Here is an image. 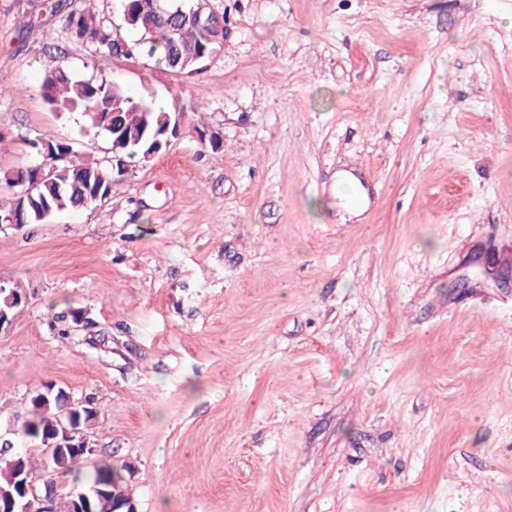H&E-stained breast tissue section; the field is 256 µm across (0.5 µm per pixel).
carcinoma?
Masks as SVG:
<instances>
[{
  "instance_id": "1",
  "label": "carcinoma",
  "mask_w": 512,
  "mask_h": 512,
  "mask_svg": "<svg viewBox=\"0 0 512 512\" xmlns=\"http://www.w3.org/2000/svg\"><path fill=\"white\" fill-rule=\"evenodd\" d=\"M197 0H121L116 13L89 6L74 10L65 0L51 6L54 14H65L70 39L108 56H143L173 72L193 74L224 48L216 28L224 14L211 6L198 22L192 11ZM133 30L139 38L129 41L122 34ZM51 65L43 72L41 89L50 108L60 115H77L86 120L81 132L92 138L104 137L114 156L129 164L150 162L155 134L176 125L178 114L159 111L151 95L136 96L106 78L78 79L61 58L49 55ZM119 113L120 132L112 131V113ZM38 160L0 177V224H40L64 211H80L107 202L112 194V161L90 162L72 142L51 138L31 142ZM55 156L54 167L43 166L45 154ZM28 304L25 288L11 283L0 291V311L14 320ZM98 416L97 408L74 399L65 400L64 388L49 384L36 391L23 420L0 429V499L14 496L15 512H45L44 500L56 485H63L53 497V512H76V501H89L93 512H116L133 502L125 489L126 467L95 461L89 475L80 473L83 459L67 450L36 469L28 448L58 447L60 424L89 433Z\"/></svg>"
}]
</instances>
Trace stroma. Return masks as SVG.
Masks as SVG:
<instances>
[{
	"label": "stroma",
	"instance_id": "35a3bbf8",
	"mask_svg": "<svg viewBox=\"0 0 512 512\" xmlns=\"http://www.w3.org/2000/svg\"><path fill=\"white\" fill-rule=\"evenodd\" d=\"M45 3L0 0V173L112 156L43 98ZM211 5L193 75L59 39L185 124L97 209L0 225V425L93 397L138 512H512V0ZM4 282L0 283V288H5ZM0 293V310L7 314L10 321H14L28 304V296L25 288L20 283L7 284Z\"/></svg>",
	"mask_w": 512,
	"mask_h": 512
}]
</instances>
